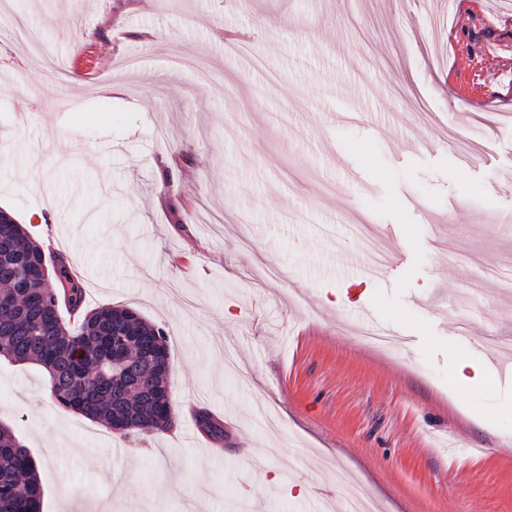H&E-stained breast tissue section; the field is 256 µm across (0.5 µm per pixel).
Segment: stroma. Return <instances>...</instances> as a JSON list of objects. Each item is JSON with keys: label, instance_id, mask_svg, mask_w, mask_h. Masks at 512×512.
Wrapping results in <instances>:
<instances>
[{"label": "stroma", "instance_id": "35a3bbf8", "mask_svg": "<svg viewBox=\"0 0 512 512\" xmlns=\"http://www.w3.org/2000/svg\"><path fill=\"white\" fill-rule=\"evenodd\" d=\"M11 4L0 205L86 309L167 330L176 410L123 438L1 359L44 512H337L352 480L380 512H512V384L451 378L512 338V0ZM377 250L402 265L364 280ZM361 304L406 347L359 341ZM453 383L457 389L473 390L487 384L484 368L474 360H462L453 369Z\"/></svg>", "mask_w": 512, "mask_h": 512}]
</instances>
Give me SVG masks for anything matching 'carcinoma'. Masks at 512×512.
Wrapping results in <instances>:
<instances>
[{
  "label": "carcinoma",
  "mask_w": 512,
  "mask_h": 512,
  "mask_svg": "<svg viewBox=\"0 0 512 512\" xmlns=\"http://www.w3.org/2000/svg\"><path fill=\"white\" fill-rule=\"evenodd\" d=\"M84 287L61 259L23 225L0 222V358L35 365L63 411L82 414L124 435L170 428L169 352L164 328L127 307H102L70 324L62 311H81ZM201 430L224 438L206 411ZM44 492L30 448L0 425V512H42Z\"/></svg>",
  "instance_id": "carcinoma-1"
}]
</instances>
